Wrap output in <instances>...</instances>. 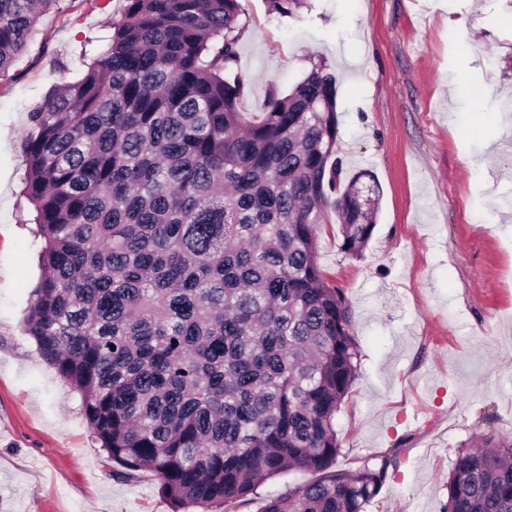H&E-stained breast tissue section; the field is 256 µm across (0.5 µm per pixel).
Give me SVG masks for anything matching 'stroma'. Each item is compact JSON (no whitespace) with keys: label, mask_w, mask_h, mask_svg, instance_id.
Listing matches in <instances>:
<instances>
[{"label":"stroma","mask_w":512,"mask_h":512,"mask_svg":"<svg viewBox=\"0 0 512 512\" xmlns=\"http://www.w3.org/2000/svg\"><path fill=\"white\" fill-rule=\"evenodd\" d=\"M252 117L322 60L336 77L342 182L368 172L379 214L361 258L334 211L317 238L351 309L355 379L334 419L335 466L396 456L367 512H443L448 472L479 435L512 440V0H309L293 19L239 0ZM123 0H62L0 77V512H173L153 475L128 481L80 393L24 329L42 267L21 139L48 90L84 69ZM287 472L225 512L315 480Z\"/></svg>","instance_id":"obj_1"}]
</instances>
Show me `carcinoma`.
<instances>
[{
  "label": "carcinoma",
  "instance_id": "obj_1",
  "mask_svg": "<svg viewBox=\"0 0 512 512\" xmlns=\"http://www.w3.org/2000/svg\"><path fill=\"white\" fill-rule=\"evenodd\" d=\"M60 2L0 0V76ZM124 2L106 48L28 112L44 249L26 331L120 475L150 471L176 507L224 512L315 471L261 512H365L397 462L333 468L358 352L317 235L333 209L358 258L378 214L364 173L338 182L335 78L313 62L248 120L238 0ZM443 512H512V441L458 452ZM317 474L312 472H287L262 482L256 489L251 501L244 504H226V512H257L266 499L275 497L288 490V487L296 484L313 481ZM224 511V512H225Z\"/></svg>",
  "mask_w": 512,
  "mask_h": 512
}]
</instances>
